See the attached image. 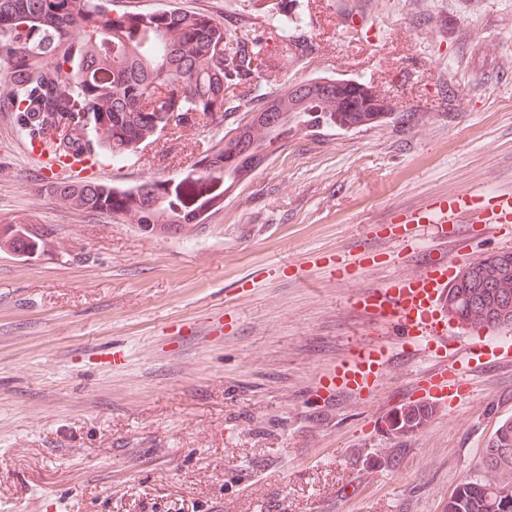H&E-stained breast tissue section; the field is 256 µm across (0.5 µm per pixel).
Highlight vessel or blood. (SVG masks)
Instances as JSON below:
<instances>
[{"label": "vessel or blood", "instance_id": "1", "mask_svg": "<svg viewBox=\"0 0 512 512\" xmlns=\"http://www.w3.org/2000/svg\"><path fill=\"white\" fill-rule=\"evenodd\" d=\"M481 224L491 229L512 224V195L463 192L439 199L422 211H404L398 215L399 226L410 224ZM448 268L432 267L421 277L404 279L368 293V305L384 321L398 327L407 345H415L422 337L430 338L436 347L448 345V312L446 296ZM389 361V351L380 346L358 350L327 370L322 379L330 395L353 394L368 388L371 379L379 377ZM428 393L435 404L444 405L448 395L457 391L459 378L451 371L447 358L428 376Z\"/></svg>", "mask_w": 512, "mask_h": 512}]
</instances>
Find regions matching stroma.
Listing matches in <instances>:
<instances>
[{
    "instance_id": "obj_1",
    "label": "stroma",
    "mask_w": 512,
    "mask_h": 512,
    "mask_svg": "<svg viewBox=\"0 0 512 512\" xmlns=\"http://www.w3.org/2000/svg\"><path fill=\"white\" fill-rule=\"evenodd\" d=\"M115 0L221 21L266 62L260 94L318 77L361 80L388 119L318 126L225 192L200 223L148 233L41 190L47 170L0 112V224L44 233L34 257L0 252V512H444L512 418V364L471 362L460 397L394 435L430 363L354 301L422 274L385 223L465 189L512 193V0ZM300 16L299 46L276 38ZM239 113L169 133L96 171L132 187L171 177ZM470 263L512 252V224H462ZM373 252L346 276L320 255ZM390 363L372 394L318 379L375 343Z\"/></svg>"
}]
</instances>
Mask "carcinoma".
<instances>
[{
    "label": "carcinoma",
    "instance_id": "carcinoma-1",
    "mask_svg": "<svg viewBox=\"0 0 512 512\" xmlns=\"http://www.w3.org/2000/svg\"><path fill=\"white\" fill-rule=\"evenodd\" d=\"M0 112H12L27 137L58 155L86 159L133 155L164 129L189 130L202 120L242 119L224 143L188 170L133 188L49 178L47 191L85 214L122 215L150 233L196 224L224 191L260 165L288 133L313 123L359 127L382 117L355 110L372 98L333 78L285 87L259 108L234 99L229 86L262 72L263 58L227 41L224 25L165 8L116 10L112 0H0ZM43 233L13 230L0 246L26 253ZM448 316L472 329L512 328V252L490 253L462 268L448 286ZM406 404L392 430L419 428L433 414ZM481 478L460 482L444 512H512V420L497 427L480 461Z\"/></svg>",
    "mask_w": 512,
    "mask_h": 512
}]
</instances>
